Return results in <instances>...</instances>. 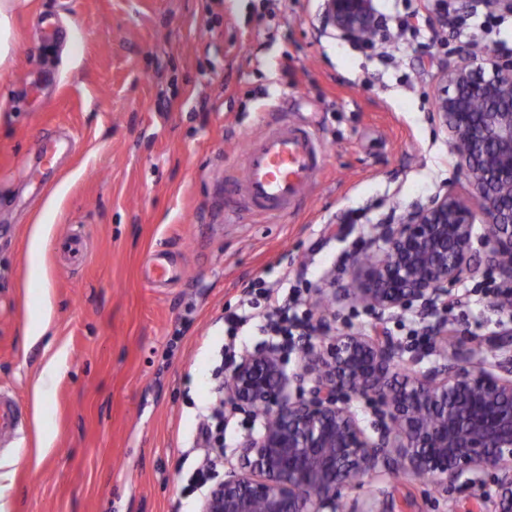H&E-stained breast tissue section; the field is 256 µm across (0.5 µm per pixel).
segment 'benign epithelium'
Returning <instances> with one entry per match:
<instances>
[{
	"instance_id": "benign-epithelium-1",
	"label": "benign epithelium",
	"mask_w": 512,
	"mask_h": 512,
	"mask_svg": "<svg viewBox=\"0 0 512 512\" xmlns=\"http://www.w3.org/2000/svg\"><path fill=\"white\" fill-rule=\"evenodd\" d=\"M326 24L347 37L376 29L371 0H327ZM434 117L448 133L456 166L469 186H450L425 204H411L376 226L378 253L352 256L350 300L373 317L371 330L327 333L325 319L306 326L296 369L288 374L281 349L267 347L232 363L227 403L264 409L262 431L239 445V464L224 473L200 512H339L350 476L392 462L403 475H428L446 491L478 484L488 512H512V328L488 344L493 362L447 353L448 317L456 287L480 270L499 279L500 299L512 298V59L492 49L467 52L442 68ZM479 100L482 108L473 109ZM485 224L475 236V223ZM479 238L484 251L473 250ZM413 308L426 321L435 362L421 359L387 330ZM373 406L374 435L351 409Z\"/></svg>"
}]
</instances>
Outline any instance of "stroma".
Segmentation results:
<instances>
[{
	"label": "stroma",
	"mask_w": 512,
	"mask_h": 512,
	"mask_svg": "<svg viewBox=\"0 0 512 512\" xmlns=\"http://www.w3.org/2000/svg\"><path fill=\"white\" fill-rule=\"evenodd\" d=\"M376 11L419 10L421 33L402 58L324 26L325 0H33L15 20L16 51L0 73V390L22 416L20 439L0 445L14 476L15 512H199L189 477L216 475L260 422L225 408L224 445L181 450L208 394L224 390V346L270 344L263 309L230 338L227 313L252 284L282 268L310 286L344 284L375 227L445 186L467 191L432 118L441 68L466 47L506 50L500 32L451 35L431 0H373ZM306 121L326 148L322 174L288 216L224 221V180L265 122ZM65 142L40 170L38 141ZM46 225L32 255L31 225ZM78 234L81 260L65 258ZM178 274L156 281L157 256ZM490 276L460 286L448 317L456 344L489 340L511 313ZM47 334H40L42 322ZM63 348L46 423L34 377L47 348ZM52 445H37L40 430ZM385 512H483L479 489H434L377 467L345 492Z\"/></svg>",
	"instance_id": "obj_1"
}]
</instances>
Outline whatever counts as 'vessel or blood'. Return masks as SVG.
I'll list each match as a JSON object with an SVG mask.
<instances>
[{
	"mask_svg": "<svg viewBox=\"0 0 512 512\" xmlns=\"http://www.w3.org/2000/svg\"><path fill=\"white\" fill-rule=\"evenodd\" d=\"M326 152L306 126L280 120L251 139L237 177L240 206L230 218L279 219L303 198L320 171ZM20 417L12 398L0 396V438L15 434Z\"/></svg>",
	"mask_w": 512,
	"mask_h": 512,
	"instance_id": "1",
	"label": "vessel or blood"
}]
</instances>
